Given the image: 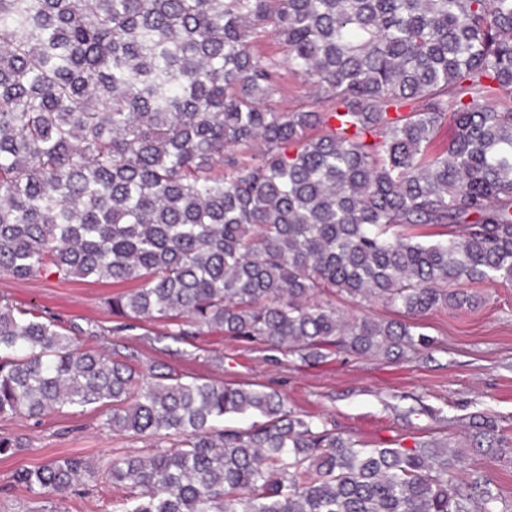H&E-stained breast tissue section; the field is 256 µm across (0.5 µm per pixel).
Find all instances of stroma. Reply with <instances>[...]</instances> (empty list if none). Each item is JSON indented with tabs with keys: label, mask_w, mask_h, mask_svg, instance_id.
I'll return each instance as SVG.
<instances>
[{
	"label": "stroma",
	"mask_w": 512,
	"mask_h": 512,
	"mask_svg": "<svg viewBox=\"0 0 512 512\" xmlns=\"http://www.w3.org/2000/svg\"><path fill=\"white\" fill-rule=\"evenodd\" d=\"M126 289L109 280L0 275L1 298L45 311L61 326H81L87 347L135 354L141 366L161 364L188 376L275 389L287 396L296 414L327 423L365 448L428 442L469 449V469L489 473L499 512H512V284L472 285L481 297L478 308L445 309L421 319L419 330L430 344L409 359L339 348L315 365L209 330L185 343L149 339L137 329L96 335V328L112 324L110 298ZM477 413L496 417L494 441H476L469 421ZM0 433L23 442L16 453L0 455V512H112L120 493L100 478L86 479L61 498L34 494L17 485L13 475L68 456L84 457L101 470L114 458L149 448L146 440L104 429L88 408L66 407L37 421L0 420Z\"/></svg>",
	"instance_id": "stroma-1"
}]
</instances>
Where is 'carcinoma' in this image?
Masks as SVG:
<instances>
[{
  "mask_svg": "<svg viewBox=\"0 0 512 512\" xmlns=\"http://www.w3.org/2000/svg\"><path fill=\"white\" fill-rule=\"evenodd\" d=\"M270 28L281 60L257 51ZM286 72L315 109L270 106ZM46 272L133 283L116 335L162 320L173 342L207 328L308 362L426 347L320 296L416 317L475 307L463 281L512 283V0H0V274ZM84 334L0 301V418L91 407L152 440L104 469L114 512H497L461 449L360 448L276 391ZM93 476L73 456L14 482Z\"/></svg>",
  "mask_w": 512,
  "mask_h": 512,
  "instance_id": "1",
  "label": "carcinoma"
}]
</instances>
